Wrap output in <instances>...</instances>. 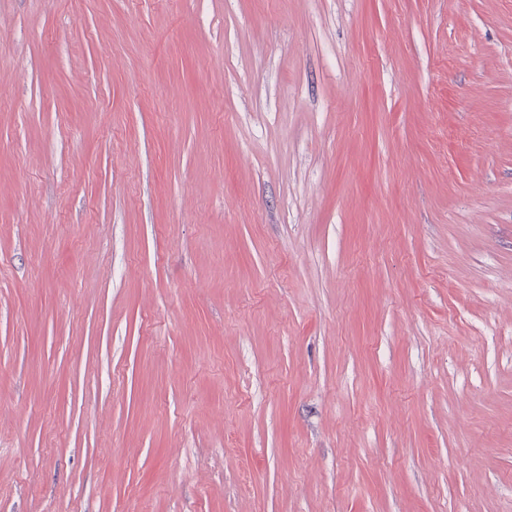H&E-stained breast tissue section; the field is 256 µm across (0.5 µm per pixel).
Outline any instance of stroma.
I'll list each match as a JSON object with an SVG mask.
<instances>
[{
	"label": "stroma",
	"mask_w": 512,
	"mask_h": 512,
	"mask_svg": "<svg viewBox=\"0 0 512 512\" xmlns=\"http://www.w3.org/2000/svg\"><path fill=\"white\" fill-rule=\"evenodd\" d=\"M0 512H512V0H0Z\"/></svg>",
	"instance_id": "obj_1"
}]
</instances>
